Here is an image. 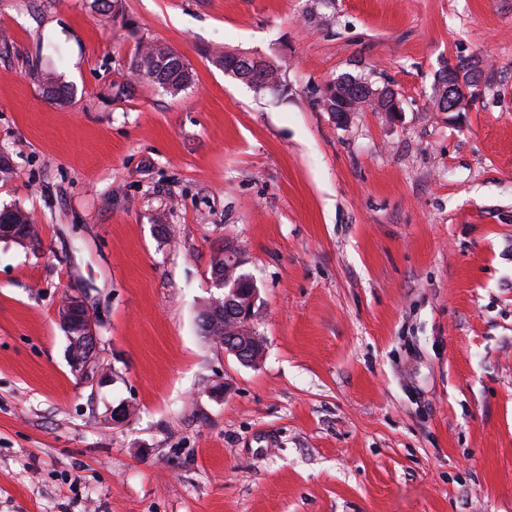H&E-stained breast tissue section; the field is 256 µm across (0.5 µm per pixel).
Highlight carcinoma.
Instances as JSON below:
<instances>
[{
  "label": "carcinoma",
  "mask_w": 512,
  "mask_h": 512,
  "mask_svg": "<svg viewBox=\"0 0 512 512\" xmlns=\"http://www.w3.org/2000/svg\"><path fill=\"white\" fill-rule=\"evenodd\" d=\"M132 75L151 82L166 93L177 95L187 90L193 81L192 70L175 51L156 42H142L130 60ZM239 78L256 91L283 87L278 68L259 58L246 60L239 67ZM362 84V79L343 74L329 81L319 92V103L326 112L336 103V90L352 92Z\"/></svg>",
  "instance_id": "carcinoma-1"
}]
</instances>
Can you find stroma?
<instances>
[{"instance_id": "obj_1", "label": "stroma", "mask_w": 512, "mask_h": 512, "mask_svg": "<svg viewBox=\"0 0 512 512\" xmlns=\"http://www.w3.org/2000/svg\"><path fill=\"white\" fill-rule=\"evenodd\" d=\"M118 8L0 0V208L39 233L0 240V512H512V0ZM142 40L187 91L119 94ZM469 61V110L434 111ZM345 73L400 113L322 111ZM227 242L259 288L254 365L198 324ZM70 294L102 381L71 371ZM238 71L239 78L258 92L278 87V91L284 90L278 68L261 58L245 60Z\"/></svg>"}]
</instances>
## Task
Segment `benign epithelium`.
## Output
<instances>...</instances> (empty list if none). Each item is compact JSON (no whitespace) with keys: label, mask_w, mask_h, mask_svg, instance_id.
Masks as SVG:
<instances>
[{"label":"benign epithelium","mask_w":512,"mask_h":512,"mask_svg":"<svg viewBox=\"0 0 512 512\" xmlns=\"http://www.w3.org/2000/svg\"><path fill=\"white\" fill-rule=\"evenodd\" d=\"M479 71L456 70L448 76L444 95L435 100L438 112H465L471 97L470 87L479 82ZM365 104L378 107L383 112L401 111L397 92L389 86L373 88L366 82ZM32 231L33 225L13 224L7 214H0V239L25 242L28 237L20 233L21 228ZM221 261L215 263L213 286L218 296L212 297L211 304L203 312L212 317L224 316L230 324L224 336V351L246 364L260 361L264 355V344L255 329L257 301L259 295L252 277H236L245 264L242 251L234 244L224 243L219 253ZM57 315L69 339V363L73 374L81 380L102 377L100 366L95 359L96 327L82 301L67 297L59 306Z\"/></svg>","instance_id":"benign-epithelium-1"}]
</instances>
